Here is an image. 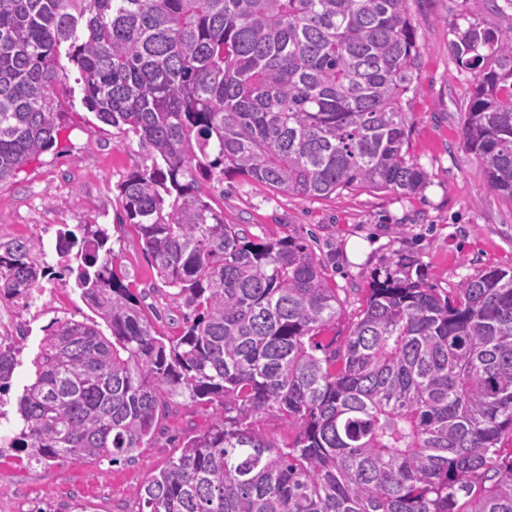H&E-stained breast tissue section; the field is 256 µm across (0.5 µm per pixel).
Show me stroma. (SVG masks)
I'll return each mask as SVG.
<instances>
[{"label":"stroma","mask_w":512,"mask_h":512,"mask_svg":"<svg viewBox=\"0 0 512 512\" xmlns=\"http://www.w3.org/2000/svg\"><path fill=\"white\" fill-rule=\"evenodd\" d=\"M422 47L414 92L404 99L410 130L404 145L428 175L413 195L352 188L326 198H301L250 181H202L210 205L250 240L296 238L324 264L340 309L322 342L344 340L375 280L397 273L421 276L447 294L493 268H512V199L491 192L477 157L462 136L465 113L480 75L457 64L451 25L467 18L512 30V0H408ZM54 94L61 101V131L54 146L0 181V242L38 236L39 260L54 265L63 226L101 224L114 250L121 283L139 299L164 335L179 331L180 301L157 278L152 258L124 220L118 184L147 163L137 137L101 122L83 103L77 67L61 57ZM93 312L74 284L51 282L28 306L0 300V336H21L18 365L5 409L31 381L32 359L52 319L78 321ZM213 409L177 397L148 448L129 464L92 461L36 463L0 448V512H139L140 491L177 452L186 436L207 429Z\"/></svg>","instance_id":"1"}]
</instances>
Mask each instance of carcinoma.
Listing matches in <instances>:
<instances>
[{"mask_svg":"<svg viewBox=\"0 0 512 512\" xmlns=\"http://www.w3.org/2000/svg\"><path fill=\"white\" fill-rule=\"evenodd\" d=\"M407 2L0 0V181L55 141L67 43L87 108L151 160L117 189L188 310L177 335L158 333L101 224L59 229L56 268L38 237L0 242V299L72 276L98 317L46 327L1 447L132 462L182 395L213 423L144 485L140 512H512V271L445 297L377 280L331 348L318 337L339 299L322 262L294 239L249 240L201 195L226 176L310 198L423 189L403 151L420 54ZM452 32L459 66L482 68L465 143L512 199V34ZM17 352L0 336V397ZM266 414L293 439L263 432Z\"/></svg>","mask_w":512,"mask_h":512,"instance_id":"1","label":"carcinoma"}]
</instances>
